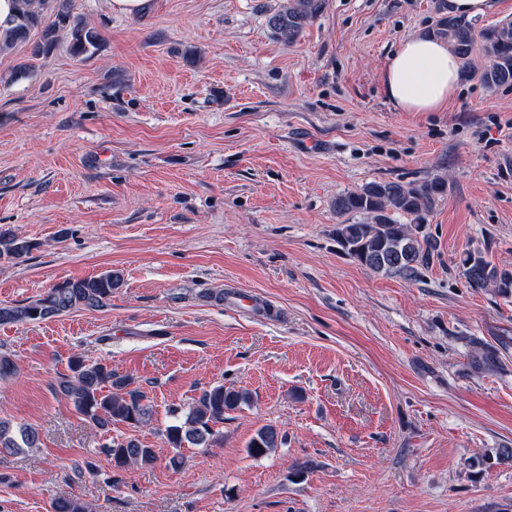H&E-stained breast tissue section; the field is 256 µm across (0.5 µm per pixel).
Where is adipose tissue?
I'll return each mask as SVG.
<instances>
[{
	"mask_svg": "<svg viewBox=\"0 0 512 512\" xmlns=\"http://www.w3.org/2000/svg\"><path fill=\"white\" fill-rule=\"evenodd\" d=\"M460 84V62L446 43L426 36L402 41L389 57L383 85L392 106L402 112H439Z\"/></svg>",
	"mask_w": 512,
	"mask_h": 512,
	"instance_id": "1",
	"label": "adipose tissue"
}]
</instances>
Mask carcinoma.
<instances>
[{
	"label": "carcinoma",
	"instance_id": "carcinoma-1",
	"mask_svg": "<svg viewBox=\"0 0 512 512\" xmlns=\"http://www.w3.org/2000/svg\"><path fill=\"white\" fill-rule=\"evenodd\" d=\"M50 0H15V14L7 28H0V52L29 39L32 30L41 26L47 17L45 9ZM325 7V0H280V5L267 13L266 24L277 42L291 47L306 27ZM435 22L429 35L448 44L460 59H468L475 45H480L486 65L480 80L489 88L512 84V21L476 30L475 24L446 12V0H434ZM69 26L70 50L82 58L96 48L99 34L78 22L70 23V15L59 12L48 25L54 29ZM446 182L441 178L420 184L372 182L356 191L340 194L334 201L340 216L361 214L362 222L346 220L336 225L335 241L341 252L352 261L376 273L413 280L420 268L430 260L432 242L423 230V222L436 198L443 194ZM406 222H401L400 218ZM33 244L0 230V257H26ZM462 276L473 288H493L504 297H512V267L498 266L487 259L481 250L462 254L458 263ZM123 285L120 273L106 271L100 275L64 280L39 298L22 305H1L0 324L45 321L60 317L75 309L97 310L112 298V290ZM478 364L492 368L497 362L495 348L477 338L471 339ZM72 375L58 381L57 392L73 409L102 432L121 422L137 428L153 420L152 401L145 392L131 388L132 378L117 373L112 366L88 361L80 356L70 360ZM251 401L245 390L214 386L186 407L174 408V422L162 431L164 443L171 448L190 444L211 448L218 442L214 426L224 422V416ZM40 444L39 432L28 426L13 429L0 420V455L24 452ZM284 444L278 430L266 425L258 429L248 443L253 457L265 456ZM114 470L155 463V449L135 438H110L102 449ZM512 460V448H502L496 456L482 455L470 460V467L487 469L498 461ZM51 512H91L88 503L76 496L59 497L52 501Z\"/></svg>",
	"mask_w": 512,
	"mask_h": 512
}]
</instances>
